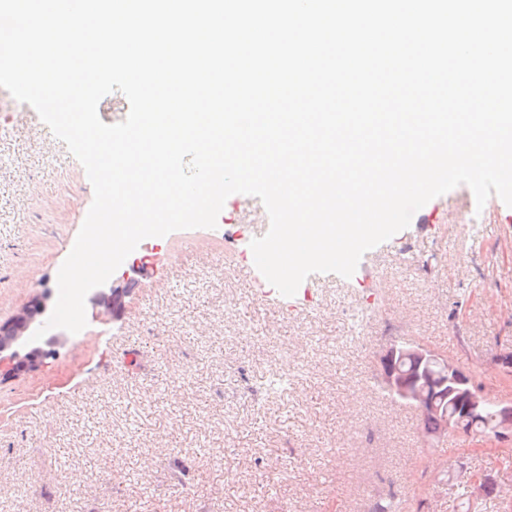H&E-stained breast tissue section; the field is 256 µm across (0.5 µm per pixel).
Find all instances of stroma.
I'll use <instances>...</instances> for the list:
<instances>
[{
  "label": "stroma",
  "mask_w": 512,
  "mask_h": 512,
  "mask_svg": "<svg viewBox=\"0 0 512 512\" xmlns=\"http://www.w3.org/2000/svg\"><path fill=\"white\" fill-rule=\"evenodd\" d=\"M81 163L0 88V321L53 288L92 204ZM469 186L433 198L347 281L282 300L248 288L236 242L259 202L227 199L232 247L156 238L107 338L71 337L0 382V512H500L512 442H423L421 416L379 384L392 340L420 341L512 399V210ZM276 371L287 389L265 394ZM494 484L485 496L472 476Z\"/></svg>",
  "instance_id": "obj_1"
}]
</instances>
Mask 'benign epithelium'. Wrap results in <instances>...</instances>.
<instances>
[{
	"mask_svg": "<svg viewBox=\"0 0 512 512\" xmlns=\"http://www.w3.org/2000/svg\"><path fill=\"white\" fill-rule=\"evenodd\" d=\"M133 270L135 267H129L87 294L85 306L92 309L94 317L120 316L130 292L125 280ZM50 298L47 290L35 294L8 321L0 322L1 374L34 372L44 357L69 341L63 331L49 333L36 342L29 341L37 321L48 312ZM381 364L385 391L437 421L438 429L432 438L448 437V432L460 430L462 422L467 420L470 434L512 441V402H500L501 417L485 421L489 397L481 393L469 371L430 346L395 340L381 355Z\"/></svg>",
	"mask_w": 512,
	"mask_h": 512,
	"instance_id": "1",
	"label": "benign epithelium"
}]
</instances>
